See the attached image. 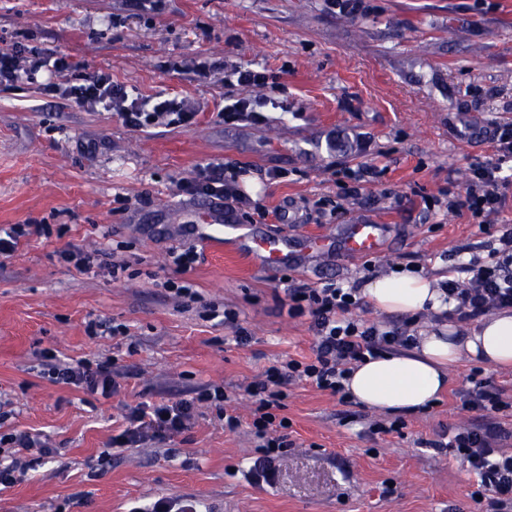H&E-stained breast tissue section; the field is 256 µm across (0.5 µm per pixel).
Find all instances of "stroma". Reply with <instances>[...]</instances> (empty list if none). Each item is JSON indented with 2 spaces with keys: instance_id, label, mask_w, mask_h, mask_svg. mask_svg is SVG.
<instances>
[{
  "instance_id": "stroma-1",
  "label": "stroma",
  "mask_w": 512,
  "mask_h": 512,
  "mask_svg": "<svg viewBox=\"0 0 512 512\" xmlns=\"http://www.w3.org/2000/svg\"><path fill=\"white\" fill-rule=\"evenodd\" d=\"M358 14L327 0H166L141 12L128 0H0V52L38 46L62 51L87 72L111 73L130 94L176 95L202 113L190 130L146 133L107 112H87L28 85L0 92V225L33 218L49 238L31 237L0 265V399L12 410L0 429L47 436L58 454L40 457L23 480L0 488V512H127L131 502L193 495L217 512H484L478 485L452 452L429 441L480 421L457 390L474 372L512 390V369L463 362L429 409L404 415L392 434L373 433L379 414L307 383L284 388L292 443L273 484L243 475L258 455L247 386L269 366L312 354L310 316L281 308L282 277L318 285H365L411 267L429 276L471 257L512 228V201L481 232L469 212L448 211L467 170L490 158L489 131L512 123V0H366ZM208 59L262 67L278 77L263 124L225 122L229 86L217 70L202 82L177 71ZM224 162L250 183L251 225L291 241L304 231L358 220L388 227L370 258L338 253L270 271L239 251L192 232L200 198L182 179ZM363 165L378 177L358 181ZM280 208L296 221L262 218ZM195 245L182 272L169 254ZM72 246L114 253L121 280L59 263ZM184 280L237 326L204 319L199 305L169 298L160 284ZM103 319L125 335L91 337ZM250 340L235 342L236 327ZM66 362L109 359L122 375L105 398L43 377L36 353ZM213 384L235 396L233 431L212 406L190 429L141 448H111L130 407L175 401ZM110 450L112 460L98 457Z\"/></svg>"
}]
</instances>
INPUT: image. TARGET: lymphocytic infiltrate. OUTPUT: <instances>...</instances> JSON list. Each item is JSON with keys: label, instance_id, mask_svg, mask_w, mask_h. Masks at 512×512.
<instances>
[{"label": "lymphocytic infiltrate", "instance_id": "1", "mask_svg": "<svg viewBox=\"0 0 512 512\" xmlns=\"http://www.w3.org/2000/svg\"><path fill=\"white\" fill-rule=\"evenodd\" d=\"M37 85L42 93L61 97L82 109L103 107L112 112L129 129L151 132L159 128H191L198 112L185 101L175 98L148 99L133 97L114 84L107 72H85L80 62L50 49L33 48L0 54V91ZM492 159L474 164L462 200L449 201V209L467 210L482 225L504 209L512 198V175L504 166L512 161V127H497L492 137ZM190 195L221 198L238 205L247 198L236 175L223 164L210 162L198 166L194 176L181 184ZM488 263L471 260L463 271V280H448L443 285L451 305L449 317L467 322L493 311L512 308V233L503 234ZM286 295L289 317L309 315L314 332L313 356L306 361L295 359L270 366L264 379L252 382L249 393L256 399L251 426L260 438V456L250 475L255 482L273 483L274 461L289 443L285 435L287 418L282 409V385L293 380L305 381L317 389L338 395L347 402L344 382L356 364L376 358L385 352L410 348L412 336L398 328L382 330L354 319L352 312L361 304L357 288H344L333 283L320 287L288 278ZM42 372L49 380L67 387H77L91 394L112 396L120 389L112 364L81 359L72 364L60 363L54 350L40 351ZM463 409L479 411L488 417L485 425L467 424L431 441L437 451H452L468 472L478 479V496L487 501V512H512V454L500 448L504 433L495 423L496 414L512 410V400L492 381H474L472 387L459 391ZM232 397L223 387L212 385L195 390L193 396L177 401L137 404L127 417V426L112 438L116 448H134L152 440H164L187 430L201 405L217 407L224 413V426L236 429L239 418L230 414ZM40 449L53 456L52 448L30 432L14 430L0 433V451L9 455L7 465L0 466V485L9 486L30 467L25 453Z\"/></svg>", "mask_w": 512, "mask_h": 512}]
</instances>
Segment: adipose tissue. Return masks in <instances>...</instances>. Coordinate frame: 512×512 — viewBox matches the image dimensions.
Returning <instances> with one entry per match:
<instances>
[{
	"label": "adipose tissue",
	"mask_w": 512,
	"mask_h": 512,
	"mask_svg": "<svg viewBox=\"0 0 512 512\" xmlns=\"http://www.w3.org/2000/svg\"><path fill=\"white\" fill-rule=\"evenodd\" d=\"M364 295L386 314L447 311L432 278L400 272L365 284ZM512 368V309L496 311L452 333L441 323L421 329L409 351L354 366L345 387L352 400L380 412H413L432 404L462 360Z\"/></svg>",
	"instance_id": "ef3b65f1"
}]
</instances>
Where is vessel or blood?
Segmentation results:
<instances>
[{"label":"vessel or blood","instance_id":"vessel-or-blood-1","mask_svg":"<svg viewBox=\"0 0 512 512\" xmlns=\"http://www.w3.org/2000/svg\"><path fill=\"white\" fill-rule=\"evenodd\" d=\"M200 219L210 238L237 239L242 251L267 269H280L293 262L292 257L284 251L283 241L278 238L257 233L246 224L214 220L208 211L203 212ZM385 233V225L373 221L356 222L345 225L337 233L303 232L297 243L300 251L310 257L339 250L354 258H366L381 252Z\"/></svg>","mask_w":512,"mask_h":512}]
</instances>
